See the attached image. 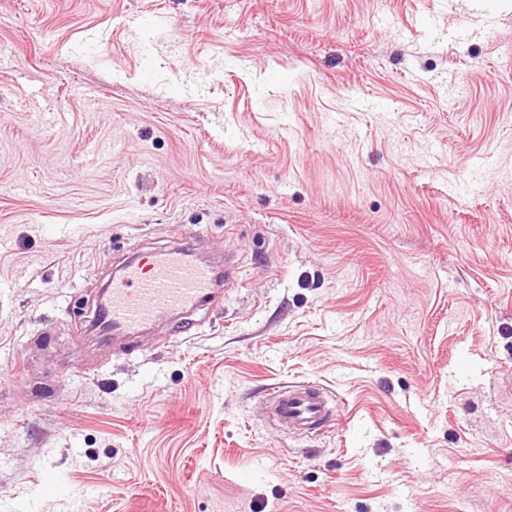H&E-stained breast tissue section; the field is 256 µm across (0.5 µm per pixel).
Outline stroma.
Returning a JSON list of instances; mask_svg holds the SVG:
<instances>
[{"label": "stroma", "mask_w": 512, "mask_h": 512, "mask_svg": "<svg viewBox=\"0 0 512 512\" xmlns=\"http://www.w3.org/2000/svg\"><path fill=\"white\" fill-rule=\"evenodd\" d=\"M174 242L220 304L91 332ZM509 371L512 0H0V512H512ZM269 401L278 424L288 430L308 433L326 425L335 415L330 411L327 391L315 384L272 387Z\"/></svg>", "instance_id": "35a3bbf8"}]
</instances>
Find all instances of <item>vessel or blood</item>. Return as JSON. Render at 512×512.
<instances>
[{
	"label": "vessel or blood",
	"instance_id": "obj_1",
	"mask_svg": "<svg viewBox=\"0 0 512 512\" xmlns=\"http://www.w3.org/2000/svg\"><path fill=\"white\" fill-rule=\"evenodd\" d=\"M185 242L127 261L108 285L95 319L116 336H135L164 316L193 312L234 283L232 262L215 266L195 260ZM269 401L278 424L307 433L332 416L327 391L315 384L272 387Z\"/></svg>",
	"mask_w": 512,
	"mask_h": 512
}]
</instances>
